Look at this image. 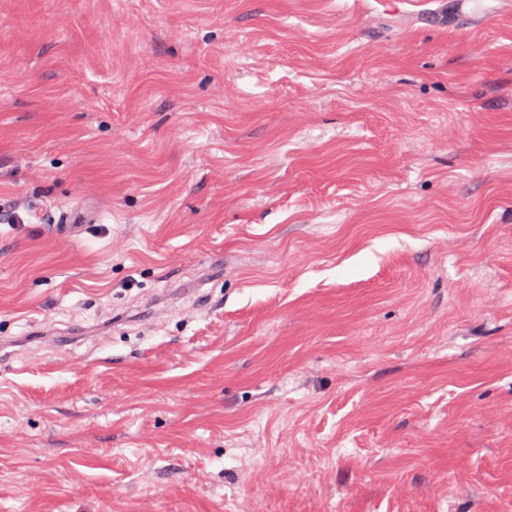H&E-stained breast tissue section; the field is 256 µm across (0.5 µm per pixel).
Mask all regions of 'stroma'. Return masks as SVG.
<instances>
[{
	"mask_svg": "<svg viewBox=\"0 0 512 512\" xmlns=\"http://www.w3.org/2000/svg\"><path fill=\"white\" fill-rule=\"evenodd\" d=\"M0 512H512V0H0Z\"/></svg>",
	"mask_w": 512,
	"mask_h": 512,
	"instance_id": "obj_1",
	"label": "stroma"
}]
</instances>
